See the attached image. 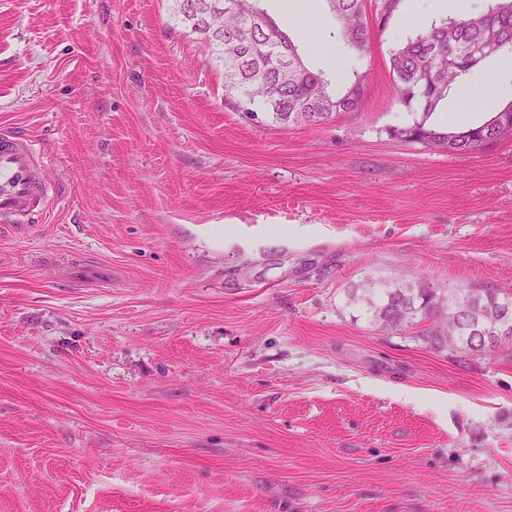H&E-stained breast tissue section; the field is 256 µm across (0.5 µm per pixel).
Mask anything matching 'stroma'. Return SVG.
<instances>
[{
  "label": "stroma",
  "instance_id": "35a3bbf8",
  "mask_svg": "<svg viewBox=\"0 0 512 512\" xmlns=\"http://www.w3.org/2000/svg\"><path fill=\"white\" fill-rule=\"evenodd\" d=\"M461 2L419 24L485 5ZM414 4L371 29L358 109L310 129L233 107L172 0H0V131L64 198L0 230V512H512V351L346 301L416 275L512 293V140L391 133ZM261 6L348 79L326 0Z\"/></svg>",
  "mask_w": 512,
  "mask_h": 512
}]
</instances>
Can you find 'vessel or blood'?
I'll use <instances>...</instances> for the list:
<instances>
[{"label": "vessel or blood", "instance_id": "b4317fda", "mask_svg": "<svg viewBox=\"0 0 512 512\" xmlns=\"http://www.w3.org/2000/svg\"><path fill=\"white\" fill-rule=\"evenodd\" d=\"M59 200L52 162L25 134H0V223L25 224Z\"/></svg>", "mask_w": 512, "mask_h": 512}]
</instances>
